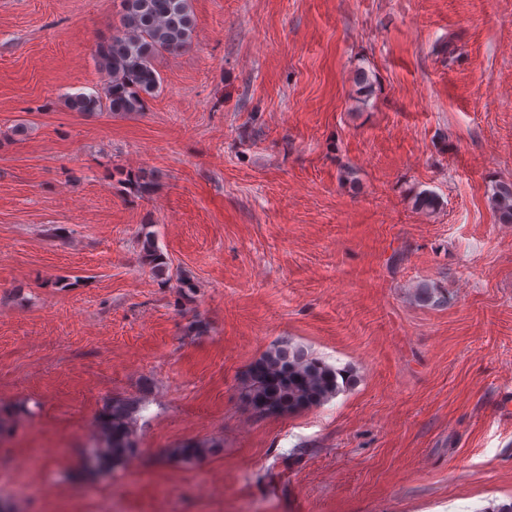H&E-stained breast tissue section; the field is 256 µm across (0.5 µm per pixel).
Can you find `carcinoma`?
Here are the masks:
<instances>
[{"mask_svg": "<svg viewBox=\"0 0 512 512\" xmlns=\"http://www.w3.org/2000/svg\"><path fill=\"white\" fill-rule=\"evenodd\" d=\"M119 28L110 41L98 45L96 61L109 75L105 99L112 112L134 113L146 109L161 77L155 58L179 52L191 44L194 20L189 0H121ZM71 109L94 112L99 98L76 95ZM499 219L512 224V183H501L492 197ZM144 257L160 268L162 257L155 239H139ZM349 371L337 368L287 341L272 344L251 367L243 383L242 397L256 412H288L319 406L338 396L351 383ZM135 402L115 399L100 416L96 446L84 459L89 473L113 468L136 452L133 425Z\"/></svg>", "mask_w": 512, "mask_h": 512, "instance_id": "obj_1", "label": "carcinoma"}]
</instances>
